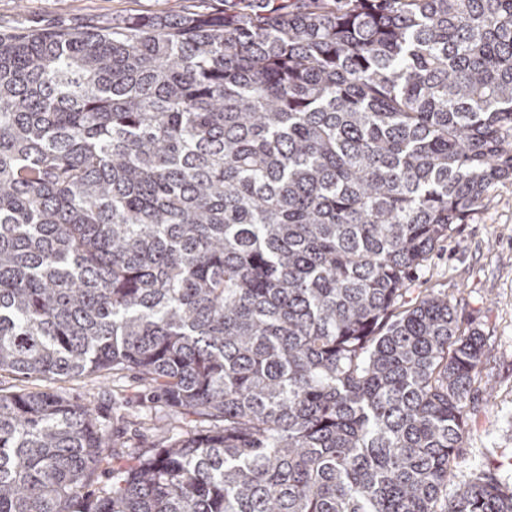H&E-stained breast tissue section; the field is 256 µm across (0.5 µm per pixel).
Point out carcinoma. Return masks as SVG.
Masks as SVG:
<instances>
[{
	"mask_svg": "<svg viewBox=\"0 0 512 512\" xmlns=\"http://www.w3.org/2000/svg\"><path fill=\"white\" fill-rule=\"evenodd\" d=\"M512 179V0H248L0 32V512H512L448 479L483 335L411 298ZM195 430L114 467L51 385ZM58 385H62L66 395L78 401L93 402L101 414L110 410L113 393L124 399L127 412L131 416L149 415L158 426H162L174 416L173 410L163 404L146 401L142 387L132 372L120 378H112L111 374L101 378H82Z\"/></svg>",
	"mask_w": 512,
	"mask_h": 512,
	"instance_id": "obj_1",
	"label": "carcinoma"
}]
</instances>
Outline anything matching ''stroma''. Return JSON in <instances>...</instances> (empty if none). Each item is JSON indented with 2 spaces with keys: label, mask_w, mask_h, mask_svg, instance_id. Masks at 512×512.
<instances>
[{
  "label": "stroma",
  "mask_w": 512,
  "mask_h": 512,
  "mask_svg": "<svg viewBox=\"0 0 512 512\" xmlns=\"http://www.w3.org/2000/svg\"><path fill=\"white\" fill-rule=\"evenodd\" d=\"M240 0H0V30L69 26L81 28L94 18H124L187 7L220 12ZM415 288H441L459 304L463 327L478 328L487 338L483 376L467 401V434L459 449L452 486L468 480L485 464L512 478V180L491 188L467 223L453 225L425 265ZM66 395L90 401L100 412L121 396L130 415H149L164 424L174 415L146 401L133 373L123 377L82 378L62 386Z\"/></svg>",
  "instance_id": "1"
}]
</instances>
